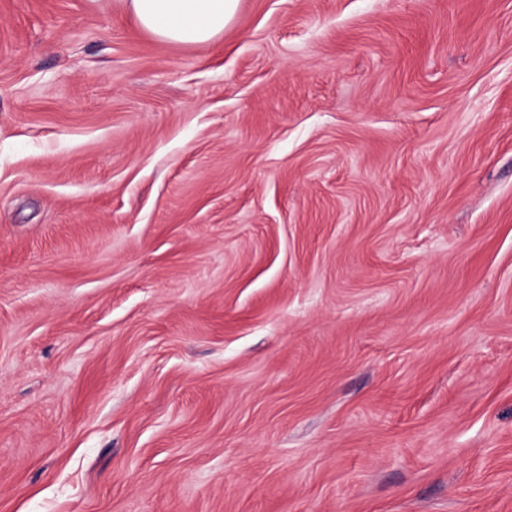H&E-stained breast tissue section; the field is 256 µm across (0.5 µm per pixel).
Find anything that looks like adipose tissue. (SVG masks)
<instances>
[{"label": "adipose tissue", "mask_w": 512, "mask_h": 512, "mask_svg": "<svg viewBox=\"0 0 512 512\" xmlns=\"http://www.w3.org/2000/svg\"><path fill=\"white\" fill-rule=\"evenodd\" d=\"M112 5L167 43L204 46L223 33L239 0H112Z\"/></svg>", "instance_id": "adipose-tissue-1"}]
</instances>
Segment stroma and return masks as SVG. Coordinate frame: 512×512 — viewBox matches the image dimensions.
<instances>
[{"instance_id": "stroma-1", "label": "stroma", "mask_w": 512, "mask_h": 512, "mask_svg": "<svg viewBox=\"0 0 512 512\" xmlns=\"http://www.w3.org/2000/svg\"><path fill=\"white\" fill-rule=\"evenodd\" d=\"M0 512H512V0H0ZM112 7L167 43L204 46L224 32L239 0H113Z\"/></svg>"}]
</instances>
